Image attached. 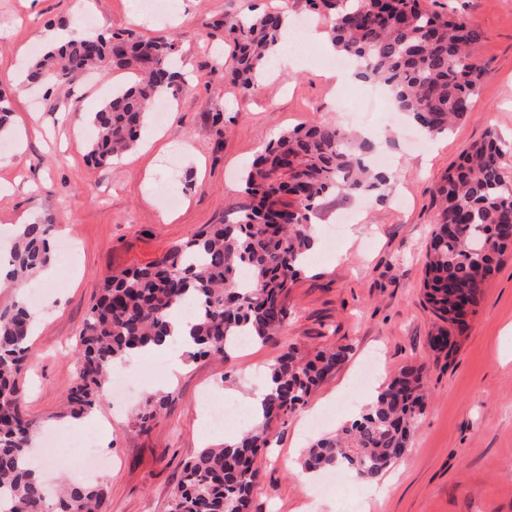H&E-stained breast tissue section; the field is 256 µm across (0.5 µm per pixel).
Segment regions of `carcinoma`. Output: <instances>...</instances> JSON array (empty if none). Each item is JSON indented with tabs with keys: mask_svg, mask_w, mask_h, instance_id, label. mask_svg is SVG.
I'll list each match as a JSON object with an SVG mask.
<instances>
[{
	"mask_svg": "<svg viewBox=\"0 0 512 512\" xmlns=\"http://www.w3.org/2000/svg\"><path fill=\"white\" fill-rule=\"evenodd\" d=\"M331 14L329 38L339 55L354 59L358 76L390 96L396 111L437 136L463 120L490 75L476 53L482 34L456 18L424 10L420 0H309ZM287 14L227 13L221 26L230 45L225 78L247 92L267 73L281 43ZM176 39H140L127 32L86 35L48 45L28 66L30 85H71L85 72L135 76L109 92L90 114L96 138L87 153L100 165L133 149L161 90L178 87ZM373 143L335 123L282 132L242 173L245 200L233 223L205 224L151 263L103 278L75 346V376L59 418L92 412L103 396L112 364L135 350L164 344L175 312L193 300L199 308L190 357L225 355L230 342L247 336L267 344L281 335L291 315L288 288L303 271L311 241V216L332 195L386 196L390 180L374 169ZM503 148L488 134L448 169L435 190L437 221L426 251L424 296L441 322L430 347L452 350L466 328L484 286L512 249V188L499 159ZM50 215L21 226L9 254L10 278L32 280L52 260ZM33 314L27 300L0 310V512H106L107 483L65 485L51 495L37 476L33 439L39 422L20 403ZM351 347L333 343L307 363L295 348L268 370L274 383L263 419L221 446L201 449L183 466L169 512H250L257 457L268 447L274 423L305 404L310 393L347 361ZM426 398L424 367L409 366L391 378L374 404L336 433L316 439L307 470H333L373 480L409 447L411 428ZM168 402L150 394L139 414L145 427Z\"/></svg>",
	"mask_w": 512,
	"mask_h": 512,
	"instance_id": "1",
	"label": "carcinoma"
}]
</instances>
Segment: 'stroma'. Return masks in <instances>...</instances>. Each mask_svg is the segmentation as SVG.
<instances>
[{
  "instance_id": "1",
  "label": "stroma",
  "mask_w": 512,
  "mask_h": 512,
  "mask_svg": "<svg viewBox=\"0 0 512 512\" xmlns=\"http://www.w3.org/2000/svg\"><path fill=\"white\" fill-rule=\"evenodd\" d=\"M143 24L128 17L139 0H0V91L12 102L13 128L0 138V242L3 226L43 214L52 218V245L71 238L76 263L53 259L55 306L41 305L22 381L21 400L41 423V436L59 431L57 419L74 378L75 339L105 274L144 266L205 224L231 218L242 198L240 172L260 148L283 130L319 122H343L366 112L364 129L378 135L399 174L386 200L326 198L312 217L326 232L339 213L355 208L337 245L322 243L306 271L288 290L291 315L276 342L251 345L229 357L187 360L170 375L162 359L145 356L130 370L143 384L156 383L170 407L139 428L140 399L115 407L103 398L101 417L119 412L108 444L99 445L100 477L108 483L107 512H169L184 462L203 444L236 434L229 423L207 428L202 398L211 404H243L264 370L287 347L312 358L328 339L351 345L347 362L273 429L271 446L251 490L250 512H301L318 502L322 512H512V354L504 335L512 328V252L487 282L481 301L455 339L453 353L431 349L436 319L423 297V249L437 214L433 188L473 142L496 131L504 144L503 173L512 183V0H424L429 9L456 14L478 27L477 47L491 77L468 116L448 134L423 136L395 112L389 96L369 84H335L318 64L319 42L288 41L294 69L274 67L249 92L226 81L225 14L254 6L308 17L307 0H165ZM79 27L93 34L128 30L143 38L174 35L187 84L168 99L163 126L147 123L136 148L116 165H96L86 144L95 137L89 121L80 131L61 120L71 104L99 109L112 83L80 78L69 91L30 90L20 81L27 62L46 46L50 29ZM224 115L216 133L212 113ZM378 374L393 378L409 365L425 368L428 398L417 417L410 448L383 477L374 494L366 481L349 478L342 491L304 488L299 479L312 436L305 427L309 405L326 420L319 434L336 431L349 417L355 379L368 358Z\"/></svg>"
}]
</instances>
